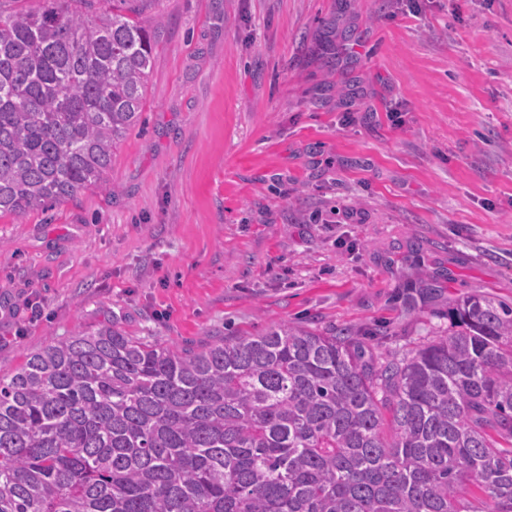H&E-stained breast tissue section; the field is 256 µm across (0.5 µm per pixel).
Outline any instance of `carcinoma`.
<instances>
[{"label": "carcinoma", "instance_id": "obj_1", "mask_svg": "<svg viewBox=\"0 0 512 512\" xmlns=\"http://www.w3.org/2000/svg\"><path fill=\"white\" fill-rule=\"evenodd\" d=\"M0 14V214L107 185L155 35L136 0ZM411 356L282 325L176 349L110 324L0 377V512H512V306Z\"/></svg>", "mask_w": 512, "mask_h": 512}]
</instances>
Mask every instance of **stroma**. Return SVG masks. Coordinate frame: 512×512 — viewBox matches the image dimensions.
I'll list each match as a JSON object with an SVG mask.
<instances>
[{
    "label": "stroma",
    "mask_w": 512,
    "mask_h": 512,
    "mask_svg": "<svg viewBox=\"0 0 512 512\" xmlns=\"http://www.w3.org/2000/svg\"><path fill=\"white\" fill-rule=\"evenodd\" d=\"M108 184L0 217V375L110 322L163 345L343 332L381 355L512 301V0H145ZM357 209L361 221L348 223Z\"/></svg>",
    "instance_id": "obj_1"
}]
</instances>
